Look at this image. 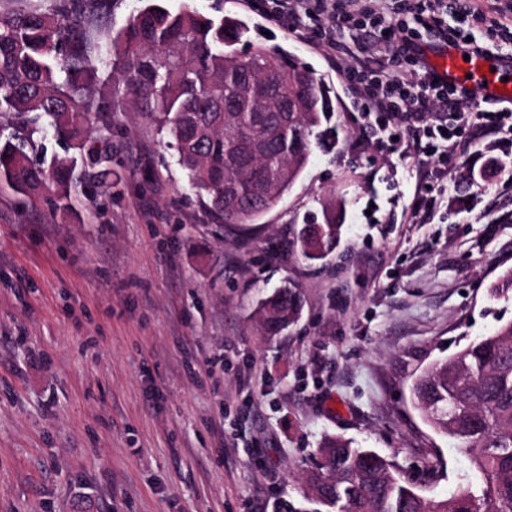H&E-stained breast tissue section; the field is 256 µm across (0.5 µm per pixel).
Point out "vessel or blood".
<instances>
[{
  "label": "vessel or blood",
  "instance_id": "vessel-or-blood-1",
  "mask_svg": "<svg viewBox=\"0 0 512 512\" xmlns=\"http://www.w3.org/2000/svg\"><path fill=\"white\" fill-rule=\"evenodd\" d=\"M431 64L441 81L468 84L479 96L512 101V64L496 56L449 46Z\"/></svg>",
  "mask_w": 512,
  "mask_h": 512
}]
</instances>
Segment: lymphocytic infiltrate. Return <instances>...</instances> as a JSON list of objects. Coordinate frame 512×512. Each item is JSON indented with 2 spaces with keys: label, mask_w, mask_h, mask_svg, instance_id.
<instances>
[{
  "label": "lymphocytic infiltrate",
  "mask_w": 512,
  "mask_h": 512,
  "mask_svg": "<svg viewBox=\"0 0 512 512\" xmlns=\"http://www.w3.org/2000/svg\"><path fill=\"white\" fill-rule=\"evenodd\" d=\"M267 14L310 47L344 54L362 132L376 148L425 158L433 179L469 151L470 128L512 130L511 105L435 79L428 52L485 48L471 38L469 10L449 12L448 0H269Z\"/></svg>",
  "instance_id": "obj_1"
}]
</instances>
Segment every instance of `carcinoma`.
<instances>
[{
  "label": "carcinoma",
  "instance_id": "1",
  "mask_svg": "<svg viewBox=\"0 0 512 512\" xmlns=\"http://www.w3.org/2000/svg\"><path fill=\"white\" fill-rule=\"evenodd\" d=\"M112 0H55L52 12L0 16V185L29 199H42L51 215L66 213L72 198L91 185L112 187V139L91 135L92 117L112 104L91 97L99 68L118 71L115 92L137 99L139 111L167 134L179 164L203 193L213 217L224 224H252L273 209L309 162L311 137L332 111L330 89L314 87L313 112L224 111V98L252 62L276 65L267 49L237 52L244 24L204 15L189 6L177 12L163 0H147L125 28L110 36L104 53L93 54L90 26ZM67 144L62 156H47L43 139ZM341 225L330 219L304 225L303 255L331 254ZM512 294V270L491 288ZM274 336L278 320L300 312L288 287L261 302ZM410 393L436 432L456 441L482 475L480 491L462 487L432 500L403 484L395 465L341 439L331 469L336 502L317 492L324 471L307 484L325 512H512V322L435 361L415 376Z\"/></svg>",
  "mask_w": 512,
  "mask_h": 512
}]
</instances>
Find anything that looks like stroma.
<instances>
[{"label":"stroma","mask_w":512,"mask_h":512,"mask_svg":"<svg viewBox=\"0 0 512 512\" xmlns=\"http://www.w3.org/2000/svg\"><path fill=\"white\" fill-rule=\"evenodd\" d=\"M236 16L261 46L332 91L333 145L253 224L217 223L165 134L114 111L110 191L67 217L0 188V512H261L303 497L330 437L387 456L405 485L443 499L481 476L410 396L414 375L512 322L491 287L512 269V181L465 175L495 148L476 131L455 177L367 147L341 62L246 0H166ZM429 202L416 211L419 199ZM334 215L340 241L306 260L303 224ZM299 320L263 335L281 286Z\"/></svg>","instance_id":"1"}]
</instances>
